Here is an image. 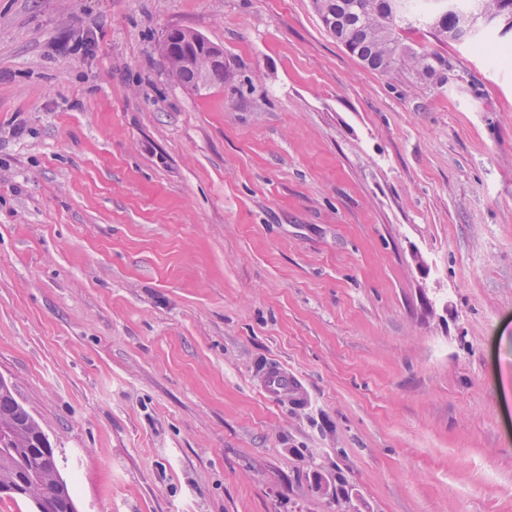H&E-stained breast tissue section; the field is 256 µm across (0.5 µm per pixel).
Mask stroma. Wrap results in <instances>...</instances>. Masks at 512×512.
Returning <instances> with one entry per match:
<instances>
[{
	"label": "stroma",
	"mask_w": 512,
	"mask_h": 512,
	"mask_svg": "<svg viewBox=\"0 0 512 512\" xmlns=\"http://www.w3.org/2000/svg\"><path fill=\"white\" fill-rule=\"evenodd\" d=\"M402 37L444 82L313 0H0V378L77 512H512V54ZM172 55L180 60L181 66L189 68L182 69L178 74H175L179 79V82L186 87L199 91L201 88L211 87L215 84H224V74L225 78L228 76V72L226 70L225 73L223 70H215L208 72L206 78L202 80L195 69H190L197 66V62L200 60L201 55H194L191 52H186L184 54L173 53ZM265 389L271 396L278 397L284 392L295 391L297 385L295 379L288 376V372L271 370L266 376Z\"/></svg>",
	"instance_id": "1"
}]
</instances>
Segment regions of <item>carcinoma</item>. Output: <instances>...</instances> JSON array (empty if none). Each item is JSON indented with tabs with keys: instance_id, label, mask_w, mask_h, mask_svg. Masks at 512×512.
<instances>
[{
	"instance_id": "cac0c4a2",
	"label": "carcinoma",
	"mask_w": 512,
	"mask_h": 512,
	"mask_svg": "<svg viewBox=\"0 0 512 512\" xmlns=\"http://www.w3.org/2000/svg\"><path fill=\"white\" fill-rule=\"evenodd\" d=\"M396 10L384 0H314L324 22L334 20L332 35L368 68L389 72L398 61L427 79H442L447 61L434 52L418 51L405 44L399 30L427 26L441 40L471 39L477 46L484 18L512 20V0H449L451 9L439 13L442 0H395ZM176 77L194 90L224 83V71L215 70L200 78L194 69H183ZM43 433L8 383L0 379V482H12L22 490L20 498L37 501L45 512H76L68 484L44 469L40 437Z\"/></svg>"
}]
</instances>
